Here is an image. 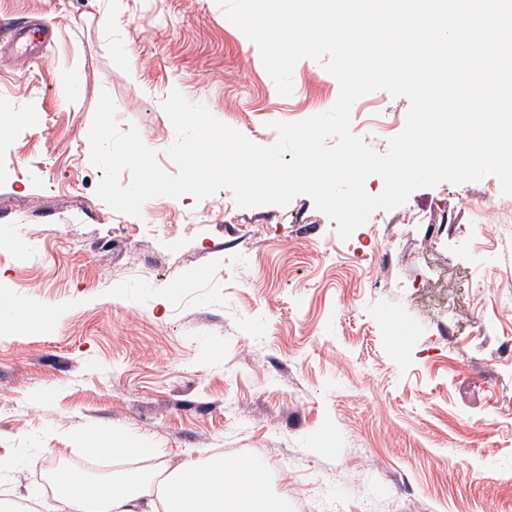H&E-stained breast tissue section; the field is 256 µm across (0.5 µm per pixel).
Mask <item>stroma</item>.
I'll list each match as a JSON object with an SVG mask.
<instances>
[{"label":"stroma","mask_w":512,"mask_h":512,"mask_svg":"<svg viewBox=\"0 0 512 512\" xmlns=\"http://www.w3.org/2000/svg\"><path fill=\"white\" fill-rule=\"evenodd\" d=\"M25 17L58 39L26 63L0 51V296L59 315L0 326V455L23 465L0 478L8 500L41 499L54 470L100 483L221 457L262 461L288 512H512L499 179L418 188L345 240L305 195L115 212L90 161L101 93L173 175L171 91L270 146L271 122L327 111L336 80L304 59L279 95L216 0H0ZM409 109L374 91L351 130L386 153ZM108 439L125 454H97Z\"/></svg>","instance_id":"stroma-1"}]
</instances>
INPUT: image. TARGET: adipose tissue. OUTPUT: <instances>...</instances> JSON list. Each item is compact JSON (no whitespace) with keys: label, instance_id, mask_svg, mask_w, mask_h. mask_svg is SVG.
I'll use <instances>...</instances> for the list:
<instances>
[{"label":"adipose tissue","instance_id":"1","mask_svg":"<svg viewBox=\"0 0 512 512\" xmlns=\"http://www.w3.org/2000/svg\"><path fill=\"white\" fill-rule=\"evenodd\" d=\"M119 479L124 487L120 494L109 483L76 489L69 477H59L43 512H277L266 496L260 469L229 479L220 460L207 469L193 460L178 464L155 495L143 472L127 471Z\"/></svg>","mask_w":512,"mask_h":512}]
</instances>
